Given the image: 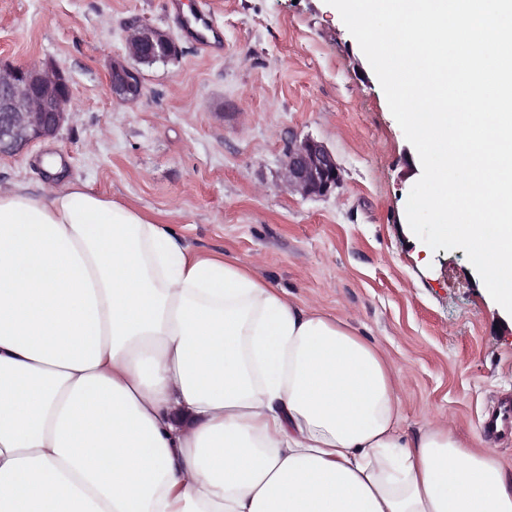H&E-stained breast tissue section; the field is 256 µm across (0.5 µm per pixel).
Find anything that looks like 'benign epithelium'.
I'll list each match as a JSON object with an SVG mask.
<instances>
[{"label": "benign epithelium", "instance_id": "obj_1", "mask_svg": "<svg viewBox=\"0 0 512 512\" xmlns=\"http://www.w3.org/2000/svg\"><path fill=\"white\" fill-rule=\"evenodd\" d=\"M126 48L143 64L181 52L168 33L149 25L130 28ZM108 76L112 99L127 103L141 96L139 70L114 60ZM71 103L69 76L57 63L21 66L0 61V156L15 155L36 141L56 136L68 119ZM280 176L286 190L304 198L328 196L342 180L332 150L313 138L288 142Z\"/></svg>", "mask_w": 512, "mask_h": 512}]
</instances>
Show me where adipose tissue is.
Wrapping results in <instances>:
<instances>
[{
    "label": "adipose tissue",
    "instance_id": "1",
    "mask_svg": "<svg viewBox=\"0 0 512 512\" xmlns=\"http://www.w3.org/2000/svg\"><path fill=\"white\" fill-rule=\"evenodd\" d=\"M351 326L72 183L0 188V512H512Z\"/></svg>",
    "mask_w": 512,
    "mask_h": 512
}]
</instances>
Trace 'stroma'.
<instances>
[{"label":"stroma","mask_w":512,"mask_h":512,"mask_svg":"<svg viewBox=\"0 0 512 512\" xmlns=\"http://www.w3.org/2000/svg\"><path fill=\"white\" fill-rule=\"evenodd\" d=\"M194 2L0 0V60L59 64L73 98L56 137L0 157V186L39 195L78 183L169 225L197 253L251 266L389 353L407 435L450 418L512 474V435L490 440L481 428L512 397V319L463 249H431L411 231L421 163L338 11L326 0H210L223 41L209 53L186 23ZM133 22L167 32L182 53L140 65L141 97L119 104L107 66L126 59ZM292 137L333 151L335 193L282 189ZM49 155L60 174L47 172Z\"/></svg>","instance_id":"obj_1"}]
</instances>
